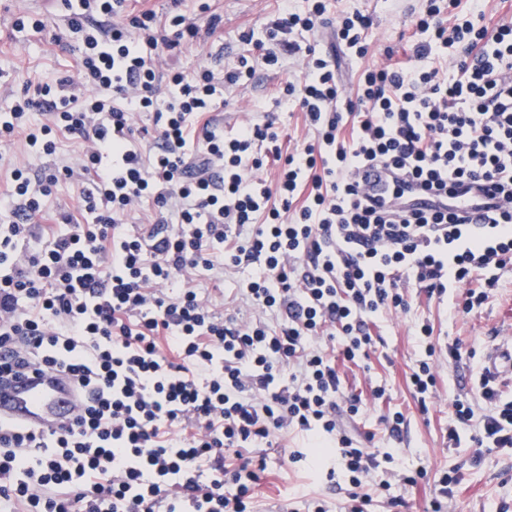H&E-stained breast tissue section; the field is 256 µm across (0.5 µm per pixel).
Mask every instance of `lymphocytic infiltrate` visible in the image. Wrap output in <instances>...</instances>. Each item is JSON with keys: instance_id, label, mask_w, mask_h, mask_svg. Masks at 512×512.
Here are the masks:
<instances>
[{"instance_id": "lymphocytic-infiltrate-1", "label": "lymphocytic infiltrate", "mask_w": 512, "mask_h": 512, "mask_svg": "<svg viewBox=\"0 0 512 512\" xmlns=\"http://www.w3.org/2000/svg\"><path fill=\"white\" fill-rule=\"evenodd\" d=\"M127 0H62L79 44L76 74L37 85L0 113V142L52 156L58 135L81 139L76 166L9 173L0 197V377L37 367L67 373L85 402L72 428L30 431L0 423V506L8 512H250L265 458L253 448L297 429L317 461L334 456L348 479L344 512H364L372 473L392 451L369 448L340 424L358 415L337 358H368L376 319L409 311V289L455 312L489 299L512 267V22L491 23L483 0H423L407 39L414 65L387 57L366 66L347 96L328 53L309 43L325 0L300 13L282 4L232 70L188 73L164 52L214 35L222 17L209 0L193 15L128 11ZM345 54L365 58L370 18L340 12ZM302 53L281 100L311 133L282 152L272 121H242L226 134L215 115L225 85L251 81L256 62L281 66ZM46 115L45 123L30 119ZM156 136L143 151L133 113ZM383 166L395 176L388 203L355 178ZM77 179L79 204L32 222L54 186ZM418 181L444 194L494 182L483 224L452 207H406ZM150 203L149 228L123 218ZM247 272L240 289L257 318L218 312L192 283L198 272ZM409 376L420 411L436 391V364L462 358L459 343L433 342ZM341 338L340 357L317 347ZM476 398L452 401L460 427L477 424L478 447H512V396L479 378Z\"/></svg>"}]
</instances>
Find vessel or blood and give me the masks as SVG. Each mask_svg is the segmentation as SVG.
<instances>
[{
	"instance_id": "1",
	"label": "vessel or blood",
	"mask_w": 512,
	"mask_h": 512,
	"mask_svg": "<svg viewBox=\"0 0 512 512\" xmlns=\"http://www.w3.org/2000/svg\"><path fill=\"white\" fill-rule=\"evenodd\" d=\"M361 183L377 199L390 195L392 181L380 168L362 170ZM484 371L492 379L512 381L511 341L500 342L485 353ZM77 405V395L62 374H29L0 384V419L9 418L31 429L69 428Z\"/></svg>"
}]
</instances>
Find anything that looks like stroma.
<instances>
[{
	"instance_id": "stroma-1",
	"label": "stroma",
	"mask_w": 512,
	"mask_h": 512,
	"mask_svg": "<svg viewBox=\"0 0 512 512\" xmlns=\"http://www.w3.org/2000/svg\"><path fill=\"white\" fill-rule=\"evenodd\" d=\"M215 12L223 17V27L207 44L185 43L175 49L173 60L183 71L191 72L208 66L224 71L236 66L239 55L247 50L242 33L253 32L263 38L265 24L277 16L279 0H212ZM328 14L337 8L363 9L371 18L367 31L369 52L365 59L355 60L336 50L330 34H322L324 47L333 51L337 71L345 89H352L364 66L384 62L385 49H393L396 57L410 56L411 44L400 33L411 12L419 10L421 0H327ZM23 13L43 20L40 31H14V19ZM62 5L43 9L35 0H0V112L6 111L14 96L36 85L53 82L75 73L78 48L58 45L66 37L61 18ZM299 59L290 58L280 72L257 66L246 86L224 89V110L217 120L225 130H233L246 118L258 121L275 119L282 142H303L308 132L300 115H289L279 105L281 87L299 76ZM82 151L80 140L60 137L56 155L40 157L28 154L20 144L0 145V189L7 182V167L13 163L33 168L53 165H75ZM411 308L384 319L376 329L369 352L368 368L345 362L340 364L342 390L362 398V411L348 428L354 436L372 434L373 446L386 447L382 416L401 411L406 423L388 472L397 476L391 491L374 490L367 512H386L388 494L403 495L401 512H427L431 489L444 470H453L461 478L455 489L450 512H512V448L480 452L472 440L474 428L460 432L461 442L448 443V427L454 422L451 401L460 394L473 393L482 368L485 350L496 340L512 334V271L504 272L500 286L487 303L463 315L451 311L449 304L427 299L424 292L410 291ZM429 323L434 340L450 343L460 341L463 359L443 366L437 376L438 393L428 413H421L407 387L406 377L424 356V342L416 334V326ZM384 386L386 395L377 400L372 389ZM267 469L254 487L256 512H282L288 504L302 498H318L328 512H340L345 493L332 484L325 469L314 466L311 441L306 434L290 432L287 440L265 449ZM425 472V479L415 487L403 488L400 476Z\"/></svg>"
}]
</instances>
